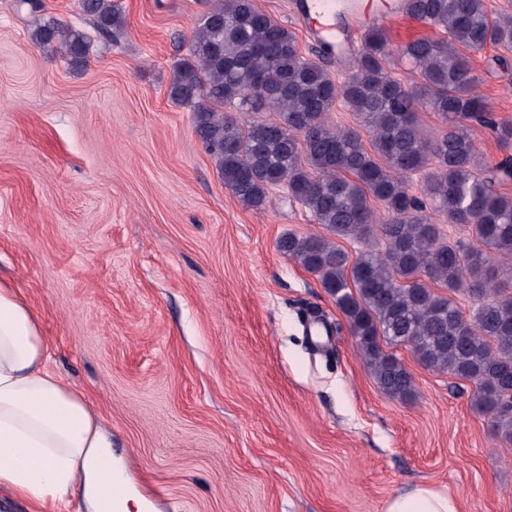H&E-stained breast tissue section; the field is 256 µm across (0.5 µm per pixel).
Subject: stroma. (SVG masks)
Wrapping results in <instances>:
<instances>
[{
    "mask_svg": "<svg viewBox=\"0 0 512 512\" xmlns=\"http://www.w3.org/2000/svg\"><path fill=\"white\" fill-rule=\"evenodd\" d=\"M0 0V279L26 295L52 369L112 431L152 512H384L426 484L512 512V443L471 386L407 347L386 395L317 276L278 239L322 233L284 187L225 189L167 98L207 0H119L128 22L72 68ZM512 123V50L474 56Z\"/></svg>",
    "mask_w": 512,
    "mask_h": 512,
    "instance_id": "1",
    "label": "stroma"
}]
</instances>
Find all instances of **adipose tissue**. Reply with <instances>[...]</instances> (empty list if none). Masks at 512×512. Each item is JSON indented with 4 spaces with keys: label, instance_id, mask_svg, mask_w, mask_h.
Instances as JSON below:
<instances>
[{
    "label": "adipose tissue",
    "instance_id": "1",
    "mask_svg": "<svg viewBox=\"0 0 512 512\" xmlns=\"http://www.w3.org/2000/svg\"><path fill=\"white\" fill-rule=\"evenodd\" d=\"M50 343L20 289L0 283V487L52 512H147L129 494L102 416L48 366ZM385 512H463L426 485L392 496Z\"/></svg>",
    "mask_w": 512,
    "mask_h": 512
}]
</instances>
